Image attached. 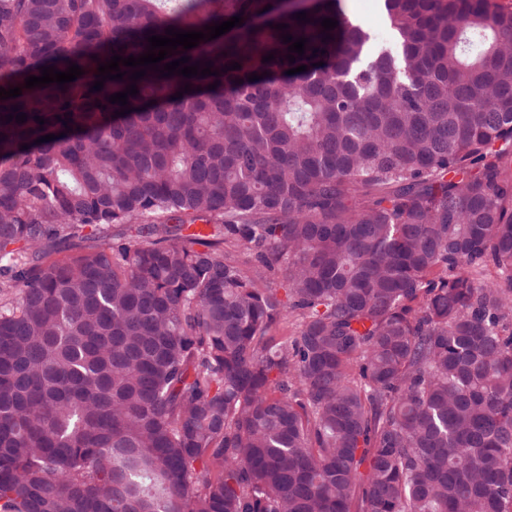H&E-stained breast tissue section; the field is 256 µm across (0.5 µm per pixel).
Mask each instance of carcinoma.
<instances>
[{
    "instance_id": "carcinoma-1",
    "label": "carcinoma",
    "mask_w": 512,
    "mask_h": 512,
    "mask_svg": "<svg viewBox=\"0 0 512 512\" xmlns=\"http://www.w3.org/2000/svg\"><path fill=\"white\" fill-rule=\"evenodd\" d=\"M382 2L0 0V512H512V9ZM372 1L375 4L374 10L371 8ZM348 3L363 25L371 30L377 40L383 41L388 38V27L378 9L376 0H350Z\"/></svg>"
}]
</instances>
